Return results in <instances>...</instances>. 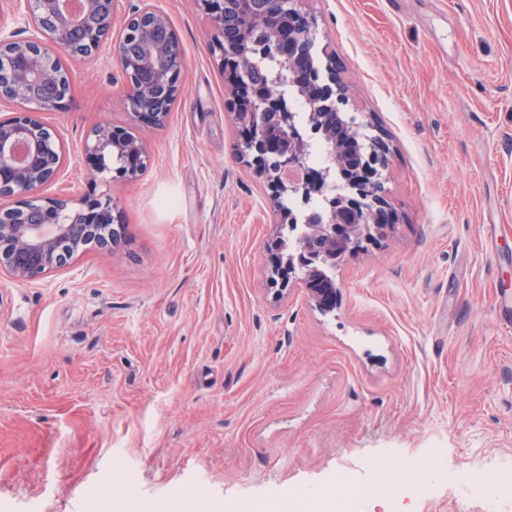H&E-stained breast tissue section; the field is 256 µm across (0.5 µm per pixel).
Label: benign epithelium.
Here are the masks:
<instances>
[{"instance_id": "benign-epithelium-1", "label": "benign epithelium", "mask_w": 512, "mask_h": 512, "mask_svg": "<svg viewBox=\"0 0 512 512\" xmlns=\"http://www.w3.org/2000/svg\"><path fill=\"white\" fill-rule=\"evenodd\" d=\"M24 0L19 30H0V108L14 110L0 119V273L34 282L65 267L84 250L97 224L121 223L112 198L88 195L73 201L47 197L44 187L59 178L65 153L55 129L39 118L56 112L73 92V78L58 55L62 49L75 59L106 53L116 60L128 85L125 106L138 121L158 127L166 121L177 96L183 50L165 14L149 0L128 17L118 33L112 19L118 0ZM213 21L212 41L235 69L233 113L245 135L242 152L248 164L265 178L271 195L298 202L296 248L309 236L325 238L321 262L340 263L361 241L384 226L391 208L379 160L390 154L389 144L372 134L370 122L346 117L342 127L328 125L327 109L340 110L346 91L335 56L325 55L315 97L297 82L315 42L312 22L296 8L298 0H270L271 12L240 15L233 27L224 25L228 0H201ZM265 26L272 41L263 55L288 68V74L252 90L248 71L255 49L251 30ZM94 170L112 154L121 157L132 178L145 163L139 140H130L122 127L96 125L84 144ZM316 306H335L336 286L320 283L306 267L298 268Z\"/></svg>"}]
</instances>
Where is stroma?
<instances>
[{"label": "stroma", "mask_w": 512, "mask_h": 512, "mask_svg": "<svg viewBox=\"0 0 512 512\" xmlns=\"http://www.w3.org/2000/svg\"><path fill=\"white\" fill-rule=\"evenodd\" d=\"M155 5L185 52L164 126L132 122L103 57L72 62L43 115L68 154L46 196L112 197L125 230L42 280L0 274V512H165L179 493L249 512L340 471L368 489L358 512H512V0H302L348 111L391 147L396 220L336 268L328 314L302 281L269 286L282 215L239 152L210 15ZM103 121L142 140L138 178L91 169ZM382 458L438 478L389 499Z\"/></svg>", "instance_id": "35a3bbf8"}]
</instances>
